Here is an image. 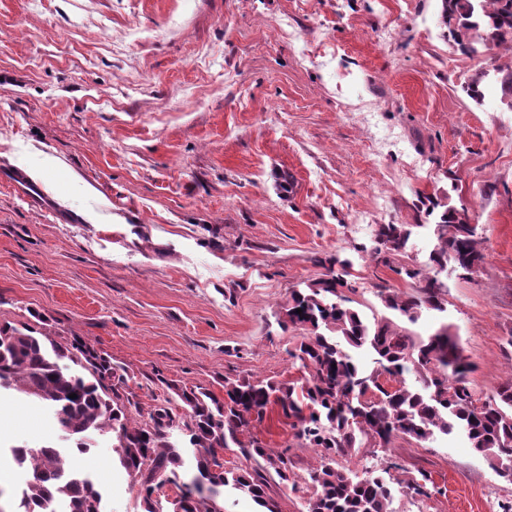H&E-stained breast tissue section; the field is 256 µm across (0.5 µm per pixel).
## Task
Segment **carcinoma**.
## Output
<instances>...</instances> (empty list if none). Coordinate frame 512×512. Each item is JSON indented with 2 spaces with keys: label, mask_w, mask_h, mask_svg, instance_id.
Returning a JSON list of instances; mask_svg holds the SVG:
<instances>
[{
  "label": "carcinoma",
  "mask_w": 512,
  "mask_h": 512,
  "mask_svg": "<svg viewBox=\"0 0 512 512\" xmlns=\"http://www.w3.org/2000/svg\"><path fill=\"white\" fill-rule=\"evenodd\" d=\"M448 41L465 55L479 48L512 50V0H441ZM502 99L512 108V66L493 63ZM432 224H380L371 247H361L389 262L406 253L419 229L433 232L434 246L423 268H406L417 282L414 295L380 293L384 307L414 324L425 310L446 311L442 274L453 266L470 277L484 265L485 254L468 223L469 209L449 207L433 197L421 200ZM316 263L323 277L291 292L283 307L282 327L302 331L291 356L304 377L285 382L224 377V397L210 390L159 379L171 391L136 422L128 416L134 402L126 377L111 358L79 336H55L28 323L0 326V389L12 388L48 404L75 448L86 450L93 432L115 434L120 466L139 486L144 512H162L155 497L161 480L179 490L173 512H222L215 498L230 487L245 493L264 512H280L268 496L273 477L293 481L286 451L260 440L258 426L275 411L297 430L319 457L309 473L312 493L305 512H388L391 489L379 477L361 478L337 465V458L369 445L387 450L396 438L420 440L436 433H463L469 447L483 456L504 481L512 483V377L496 394L475 397L466 381L470 364L446 324L422 337L388 317L371 323L356 310L349 262L331 255ZM302 313H297V309ZM364 350L371 364L353 355ZM413 371L417 385H406ZM76 397H70V394ZM188 444L171 441L173 431ZM241 449L249 467L228 468L224 449ZM15 462L27 481L21 512H55L61 501L69 512H105L91 477L67 465V453L54 446H14ZM191 454L196 475L181 480L179 470Z\"/></svg>",
  "instance_id": "carcinoma-1"
}]
</instances>
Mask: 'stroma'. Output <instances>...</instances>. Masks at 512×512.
<instances>
[{
  "label": "stroma",
  "mask_w": 512,
  "mask_h": 512,
  "mask_svg": "<svg viewBox=\"0 0 512 512\" xmlns=\"http://www.w3.org/2000/svg\"><path fill=\"white\" fill-rule=\"evenodd\" d=\"M440 0H0V325L47 324L121 366L146 419L164 381L224 393L225 377L292 380L294 329L276 322L318 258L350 260L355 301L416 293L405 257L373 260L380 224H416L433 196L467 206L483 269L444 276L445 315L477 396L512 375V108L488 68L444 35ZM39 184L32 205L14 176ZM235 291L226 300V288ZM299 484L318 464L288 424L258 428ZM112 434L79 452L52 411L0 392V497L18 501L10 446L50 444L92 474L106 512H143ZM357 474L394 481L390 512H507L503 481L461 436L358 448ZM427 473V495L401 481Z\"/></svg>",
  "instance_id": "35a3bbf8"
}]
</instances>
